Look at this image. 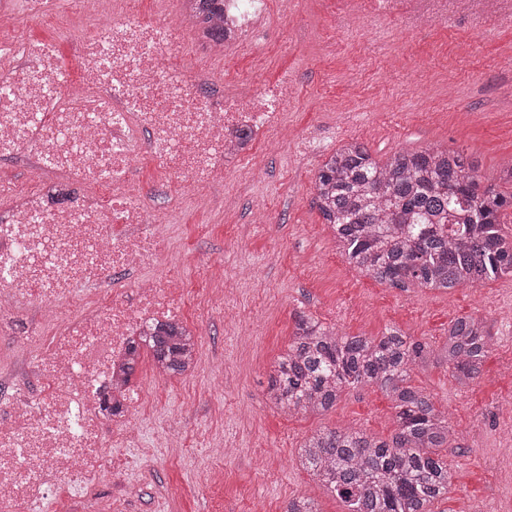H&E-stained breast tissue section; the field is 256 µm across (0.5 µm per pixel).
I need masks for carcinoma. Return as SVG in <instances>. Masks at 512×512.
<instances>
[{
  "mask_svg": "<svg viewBox=\"0 0 512 512\" xmlns=\"http://www.w3.org/2000/svg\"><path fill=\"white\" fill-rule=\"evenodd\" d=\"M315 204L347 263L393 288L449 292L512 277V232L502 222L512 194L481 186L477 164L459 151L397 152L381 163L363 143L346 142L319 168ZM491 339L487 323L469 316L453 321L434 351L396 328L348 336L298 313L267 399L286 414H322L351 388L380 389L395 410L391 438L320 429L303 441L299 462L348 512H432L451 487L441 449L453 432L410 372L435 356L466 387L481 376ZM149 352L160 371L183 374L195 365V338L184 325L166 324ZM285 512L320 510L301 495Z\"/></svg>",
  "mask_w": 512,
  "mask_h": 512,
  "instance_id": "1",
  "label": "carcinoma"
}]
</instances>
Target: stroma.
<instances>
[{"label": "stroma", "instance_id": "stroma-1", "mask_svg": "<svg viewBox=\"0 0 512 512\" xmlns=\"http://www.w3.org/2000/svg\"><path fill=\"white\" fill-rule=\"evenodd\" d=\"M294 25L260 52L236 51L217 64L218 84L232 88L253 70L295 83L283 119L295 138L258 146L255 173H238L214 196L228 207L176 208L177 236L157 271L187 282V323L203 338L192 372L166 375L143 359L136 384L149 389L137 417L139 449H115L126 462L106 475L102 504L126 498V512H283L304 495L320 512H345L298 462L315 430L354 427L387 438L395 411L378 389L348 390L326 413L288 416L267 400L271 365L303 312L348 335L400 329L439 347L457 318L480 317L491 328L484 371L460 388L446 365L411 373L413 385L447 412L455 433L444 455L452 476L434 512H512V279L449 293L406 291L351 267L314 203L319 167L342 141L363 142L379 161L432 147L463 151L482 182L496 184L512 157V11L498 0H471L407 23L401 12L368 21L344 11V0H295ZM268 197V219L252 208ZM220 261L239 282L230 295L237 318L206 308L197 276ZM179 432L184 444L167 445ZM221 441L233 451L223 464L208 456Z\"/></svg>", "mask_w": 512, "mask_h": 512}]
</instances>
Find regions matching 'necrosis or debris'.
Returning a JSON list of instances; mask_svg holds the SVG:
<instances>
[{"instance_id": "4bbe7bcc", "label": "necrosis or debris", "mask_w": 512, "mask_h": 512, "mask_svg": "<svg viewBox=\"0 0 512 512\" xmlns=\"http://www.w3.org/2000/svg\"><path fill=\"white\" fill-rule=\"evenodd\" d=\"M119 2L107 13L101 0H67L55 40L0 45V160L36 182L0 176V357L23 354L30 379L0 391V512H42L72 487L81 512H122L124 498L104 511L97 492L108 446L134 444L147 401L126 381L131 342L181 322L186 291L154 272L175 215L148 202L139 166L152 162L160 189L198 205L229 171L252 170L237 128L268 145L291 137V74L232 92L215 81L216 64L254 41L264 0H217L206 14L185 0L181 13L150 18ZM73 17L97 24L77 40ZM62 43L76 46L80 84L59 61Z\"/></svg>"}]
</instances>
